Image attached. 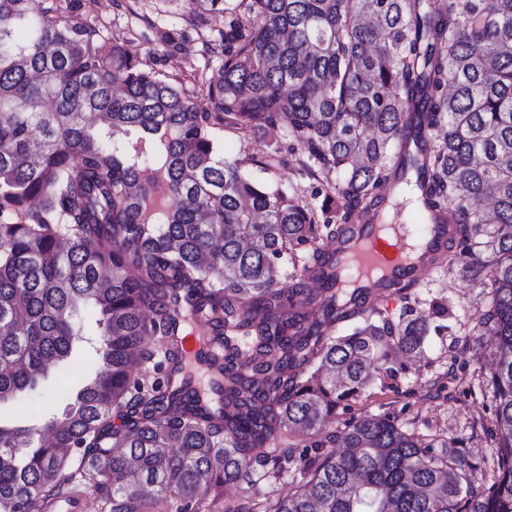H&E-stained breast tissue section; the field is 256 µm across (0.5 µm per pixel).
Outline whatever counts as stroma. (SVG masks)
<instances>
[{"label": "stroma", "instance_id": "obj_1", "mask_svg": "<svg viewBox=\"0 0 512 512\" xmlns=\"http://www.w3.org/2000/svg\"><path fill=\"white\" fill-rule=\"evenodd\" d=\"M79 20L96 32L104 47L113 42L126 44L135 53L142 68L160 74L182 87L198 107L207 105L206 81L221 64L220 55L204 51L203 42L218 39L223 19L211 17L187 25L178 7L163 0H101L87 5L76 0ZM214 135L224 146L225 156L250 160L265 157L270 137L256 131L249 136L218 124ZM280 164L265 173V180L286 190L305 207H325L328 194L322 184L302 176L299 161L304 153L298 142L283 135ZM447 304L448 314L433 319L422 360L408 359L396 378L374 383L364 395L350 401L347 409L338 410L329 425L339 429L352 418L395 411L405 430L421 435L444 434L458 438L464 455L492 474V450L478 422L482 411L479 382L488 374L498 355L493 337L473 343L469 332L479 313L491 303L488 288L473 282L447 267L424 272L409 296L388 304L374 306L376 320L398 322L408 314H428L433 302ZM67 382L66 376H48L45 389L20 399L14 406L0 408V415H22L39 421L61 412L64 404L58 396ZM296 486L292 473L280 478H263L255 486L228 485L209 498V512H233L239 501L254 494L271 500L287 496Z\"/></svg>", "mask_w": 512, "mask_h": 512}]
</instances>
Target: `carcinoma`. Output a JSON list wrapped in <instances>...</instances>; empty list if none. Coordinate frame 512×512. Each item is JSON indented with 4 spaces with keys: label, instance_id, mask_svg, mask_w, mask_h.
<instances>
[{
    "label": "carcinoma",
    "instance_id": "obj_1",
    "mask_svg": "<svg viewBox=\"0 0 512 512\" xmlns=\"http://www.w3.org/2000/svg\"><path fill=\"white\" fill-rule=\"evenodd\" d=\"M181 2L190 21L224 19L202 110L124 44L102 51L74 0H0V405L68 361L82 306L101 362L61 415L0 421V512L87 491L102 512H207L212 491L281 473L266 447L284 431L308 441L288 456L295 491L233 512H512V0ZM219 121L292 136L341 207L319 214L224 157ZM124 128L140 135L116 140ZM410 184L456 224L448 270L493 293L471 330L503 350L482 381L489 485L456 440L393 412L327 428L396 376L390 345L425 357L428 320L374 321L352 291L282 285L300 247L301 277L325 273L321 237ZM190 313L224 345L202 355L211 398L176 377ZM148 365L153 380L133 375Z\"/></svg>",
    "mask_w": 512,
    "mask_h": 512
}]
</instances>
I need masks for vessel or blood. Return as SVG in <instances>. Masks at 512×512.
Here are the masks:
<instances>
[{
  "mask_svg": "<svg viewBox=\"0 0 512 512\" xmlns=\"http://www.w3.org/2000/svg\"><path fill=\"white\" fill-rule=\"evenodd\" d=\"M455 227L444 220H428L418 244L408 242L403 225L362 217L347 238L337 239L329 251L336 285L358 290L367 300L383 299L407 284H417L432 268L434 253L446 247Z\"/></svg>",
  "mask_w": 512,
  "mask_h": 512,
  "instance_id": "b4317fda",
  "label": "vessel or blood"
}]
</instances>
